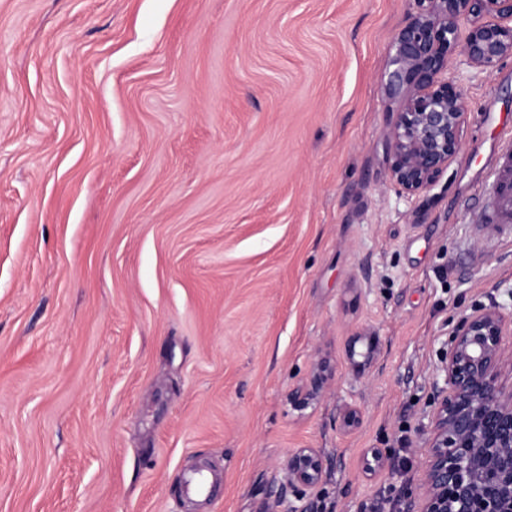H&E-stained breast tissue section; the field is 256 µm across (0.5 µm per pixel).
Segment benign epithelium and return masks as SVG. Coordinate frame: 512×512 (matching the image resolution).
<instances>
[{
  "instance_id": "benign-epithelium-1",
  "label": "benign epithelium",
  "mask_w": 512,
  "mask_h": 512,
  "mask_svg": "<svg viewBox=\"0 0 512 512\" xmlns=\"http://www.w3.org/2000/svg\"><path fill=\"white\" fill-rule=\"evenodd\" d=\"M412 2L414 11L395 37L386 83L398 102L386 132L390 178L408 196L433 185L460 150L466 104L460 88L444 77L448 53L462 46L467 63L485 72L512 56V0ZM508 356L512 311L494 304L462 316L438 367L420 459L424 480L407 488V512H512V384L502 380ZM326 381L320 362L291 390L292 405L305 408ZM387 468L388 456L370 449L365 471ZM324 477L316 449L293 450L270 477L258 512H315Z\"/></svg>"
}]
</instances>
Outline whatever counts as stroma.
Segmentation results:
<instances>
[{"mask_svg": "<svg viewBox=\"0 0 512 512\" xmlns=\"http://www.w3.org/2000/svg\"><path fill=\"white\" fill-rule=\"evenodd\" d=\"M411 12L0 0V512H256L296 448L328 461L320 512H405L442 350L512 306V227L473 220L512 57L449 54L462 149L407 196L384 87ZM323 362L318 363L310 376L303 382L297 384L290 392V401L295 408L303 409L312 400L317 398L327 381Z\"/></svg>", "mask_w": 512, "mask_h": 512, "instance_id": "stroma-1", "label": "stroma"}]
</instances>
